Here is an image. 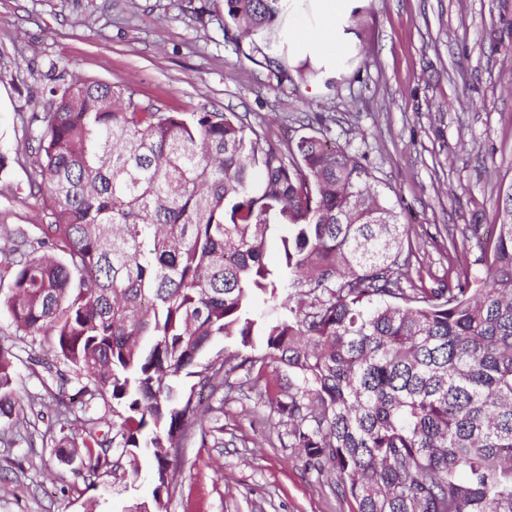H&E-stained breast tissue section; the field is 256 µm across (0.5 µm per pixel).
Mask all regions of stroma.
I'll return each instance as SVG.
<instances>
[{
	"instance_id": "stroma-1",
	"label": "stroma",
	"mask_w": 512,
	"mask_h": 512,
	"mask_svg": "<svg viewBox=\"0 0 512 512\" xmlns=\"http://www.w3.org/2000/svg\"><path fill=\"white\" fill-rule=\"evenodd\" d=\"M221 0H0V245L43 221L29 195L30 160L18 152L22 114L52 109L60 79L91 78L183 112L237 113L279 147L324 133L361 155L371 184L411 229L403 285L436 288L449 266L481 273L468 227L494 235L512 185V0H358L354 46L326 90L309 78L277 81L260 36L225 39ZM457 251L449 253L448 240ZM0 344L17 356L14 395L41 400L33 433L0 439V512H128L151 487L89 474L77 451L61 460L52 393L70 370L0 312ZM224 400V445L191 442L173 469L163 512H350L332 481L304 466L246 371Z\"/></svg>"
}]
</instances>
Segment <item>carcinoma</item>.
Returning a JSON list of instances; mask_svg holds the SVG:
<instances>
[{"mask_svg": "<svg viewBox=\"0 0 512 512\" xmlns=\"http://www.w3.org/2000/svg\"><path fill=\"white\" fill-rule=\"evenodd\" d=\"M287 10L223 0L217 20L232 41L265 35L282 80ZM52 96L24 116L46 223L0 248V307L49 338L80 394L112 402V435L92 418L60 455L84 448L126 485L149 456L160 508L179 449L224 433V403L199 395L283 366L267 402L288 447L352 512H512V185L483 277L409 292L408 225L357 155L316 135L284 151L234 112L170 111L96 80ZM221 339L235 354H208ZM14 359L0 346V421L18 423Z\"/></svg>", "mask_w": 512, "mask_h": 512, "instance_id": "1", "label": "carcinoma"}]
</instances>
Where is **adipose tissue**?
<instances>
[{
  "label": "adipose tissue",
  "instance_id": "ef3b65f1",
  "mask_svg": "<svg viewBox=\"0 0 512 512\" xmlns=\"http://www.w3.org/2000/svg\"><path fill=\"white\" fill-rule=\"evenodd\" d=\"M311 14L291 11L288 31L298 54H310L339 66L350 53L346 34L348 16L355 0H311Z\"/></svg>",
  "mask_w": 512,
  "mask_h": 512
}]
</instances>
